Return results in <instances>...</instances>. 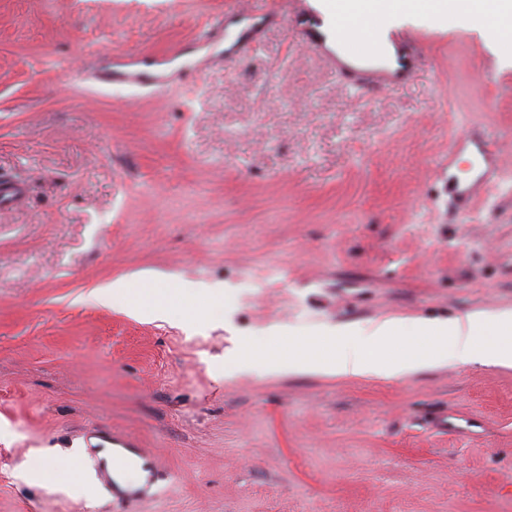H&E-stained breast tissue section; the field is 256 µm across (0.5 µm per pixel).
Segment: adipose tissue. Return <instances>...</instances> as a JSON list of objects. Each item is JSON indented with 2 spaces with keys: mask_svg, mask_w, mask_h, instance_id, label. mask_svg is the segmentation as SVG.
Returning a JSON list of instances; mask_svg holds the SVG:
<instances>
[{
  "mask_svg": "<svg viewBox=\"0 0 512 512\" xmlns=\"http://www.w3.org/2000/svg\"><path fill=\"white\" fill-rule=\"evenodd\" d=\"M325 18L349 14L363 37H377L387 21L403 14H429L441 20L468 19L490 29L502 42H512V0H321ZM185 286L157 281L147 275L121 277L95 289L91 297L102 305L120 304L137 312L151 304L157 315L182 301ZM412 347L393 350L402 333ZM444 365L512 367V309L492 314L465 313L444 322L401 318L375 321L354 331L330 329L309 350L289 342L287 352L273 360L275 374H322L335 377L400 378Z\"/></svg>",
  "mask_w": 512,
  "mask_h": 512,
  "instance_id": "adipose-tissue-1",
  "label": "adipose tissue"
}]
</instances>
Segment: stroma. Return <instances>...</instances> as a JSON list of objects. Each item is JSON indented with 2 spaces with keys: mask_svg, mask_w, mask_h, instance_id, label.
<instances>
[{
  "mask_svg": "<svg viewBox=\"0 0 512 512\" xmlns=\"http://www.w3.org/2000/svg\"><path fill=\"white\" fill-rule=\"evenodd\" d=\"M237 0H0V512H111L43 482L93 483L99 431L166 481L139 512H512V369L384 380L267 374L271 327L512 309V170L470 211L438 172L474 128L512 142V48L481 28L394 21L423 48L409 83L343 89L283 16L202 83L102 85L103 51H172ZM160 271L224 288L223 312L128 314L87 298ZM252 342L255 368L229 371ZM26 188L21 183L2 178L0 179V208L1 211L11 208L25 197Z\"/></svg>",
  "mask_w": 512,
  "mask_h": 512,
  "instance_id": "obj_1",
  "label": "stroma"
}]
</instances>
